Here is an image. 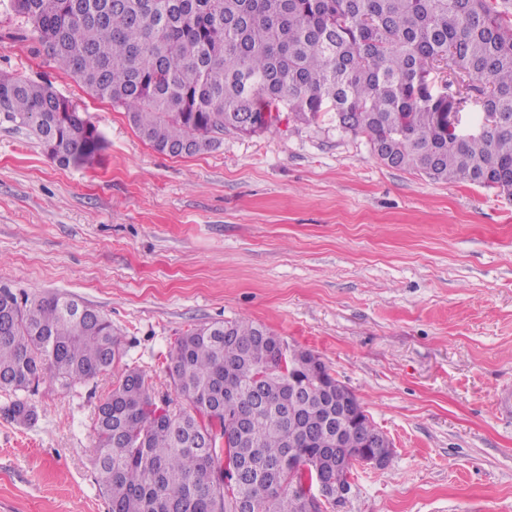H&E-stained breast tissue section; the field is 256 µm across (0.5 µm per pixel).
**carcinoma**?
Here are the masks:
<instances>
[{
  "mask_svg": "<svg viewBox=\"0 0 512 512\" xmlns=\"http://www.w3.org/2000/svg\"><path fill=\"white\" fill-rule=\"evenodd\" d=\"M46 54L94 97L124 109L139 136L172 156L220 135L311 121L332 107L386 165L436 182L512 196V0H8ZM448 69L458 94H434ZM478 90L484 131L463 137L455 102ZM48 83L0 75V119L25 127L65 168L97 160L101 133ZM66 293L20 298L0 288L5 414L31 425L29 395L112 371L121 341L98 309ZM284 339L248 320L180 336L167 366L176 397L156 400L124 371L99 405L98 483L110 512H304L305 466L332 468L364 436L336 416V385L312 352L282 357Z\"/></svg>",
  "mask_w": 512,
  "mask_h": 512,
  "instance_id": "cac0c4a2",
  "label": "carcinoma"
}]
</instances>
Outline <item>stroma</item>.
Masks as SVG:
<instances>
[{
	"label": "stroma",
	"mask_w": 512,
	"mask_h": 512,
	"mask_svg": "<svg viewBox=\"0 0 512 512\" xmlns=\"http://www.w3.org/2000/svg\"><path fill=\"white\" fill-rule=\"evenodd\" d=\"M1 73L51 84L105 147L64 168L0 121V287L76 296L123 354L41 384L34 424L0 412V512H109L98 405L128 368L173 396L177 337L237 319L319 354L394 445L333 512H512V197L386 166L330 112L159 153L0 8Z\"/></svg>",
	"instance_id": "1"
}]
</instances>
